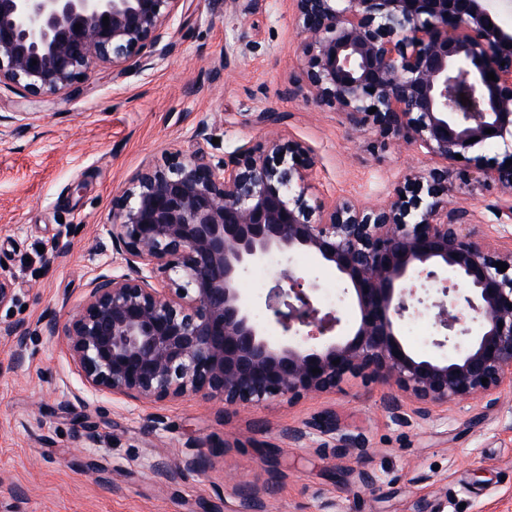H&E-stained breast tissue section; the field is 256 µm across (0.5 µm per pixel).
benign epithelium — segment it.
Returning a JSON list of instances; mask_svg holds the SVG:
<instances>
[{
  "label": "benign epithelium",
  "instance_id": "benign-epithelium-1",
  "mask_svg": "<svg viewBox=\"0 0 512 512\" xmlns=\"http://www.w3.org/2000/svg\"><path fill=\"white\" fill-rule=\"evenodd\" d=\"M183 2L0 0V86L37 97L69 89L96 63L139 58L147 46L163 58L173 50L167 23ZM292 2L316 99L351 125L415 143L445 165L409 176L381 205L342 199L313 207L296 190L314 166L308 147L276 135L261 150L243 145L230 161H216L212 134L197 128L190 153L144 166L113 207L107 235L127 272L90 281L63 328L70 355L92 390L133 401L191 394L226 408L292 402L366 375L414 398L409 409L392 395L383 402L401 425L475 398L496 413L501 393L512 391V246L463 233V211L450 201L459 183L474 191L494 182L499 214L512 220V165L505 166L512 159V29L501 22L503 5ZM499 143L508 148L500 161L472 155ZM458 154L482 178L473 182L454 169ZM296 252L336 269L358 307L355 324L319 308L314 289L290 271L265 297L282 337L266 336L245 301L242 274ZM158 272L174 274L173 287L154 286ZM427 282L448 298L432 303L447 331L434 345L457 351L448 360L417 356L401 338L406 314L427 306ZM472 314L479 321L474 336ZM42 333L56 335L57 321L0 325L12 343L10 368L25 362L27 337ZM318 432L348 453L366 448L363 436L332 421ZM201 465L198 458L166 460L154 473Z\"/></svg>",
  "mask_w": 512,
  "mask_h": 512
}]
</instances>
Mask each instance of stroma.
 <instances>
[{"mask_svg":"<svg viewBox=\"0 0 512 512\" xmlns=\"http://www.w3.org/2000/svg\"><path fill=\"white\" fill-rule=\"evenodd\" d=\"M248 31L258 44L242 52ZM174 50L151 68L95 64L67 91L30 98L0 89V114L16 113L0 138V261L17 299L0 322L64 320L100 271L123 273L98 247L114 202L147 164L189 152L208 127L214 158L270 135L302 142L315 159L305 184L310 205L349 198L380 204L409 170L437 166L425 150L384 141L316 101L290 0H264L246 14L224 0H187L170 23ZM269 112L274 123L257 122ZM496 185L461 194L463 232L512 244L498 214ZM293 269L318 297L339 288L334 268L305 252L276 256L241 285L257 321L278 273ZM387 389L351 377L333 393L223 409L187 395L137 403L88 390L64 337L39 335L19 368L0 374V512H240L230 482L255 490L251 512H316L317 493L341 512H512V392L497 415L473 399L410 426L383 407ZM335 419L362 434L356 457L317 434L299 443L288 430ZM96 443L77 445L84 429ZM199 456L196 472L154 476L155 463ZM101 467L98 478L86 472Z\"/></svg>","mask_w":512,"mask_h":512,"instance_id":"35a3bbf8","label":"stroma"}]
</instances>
